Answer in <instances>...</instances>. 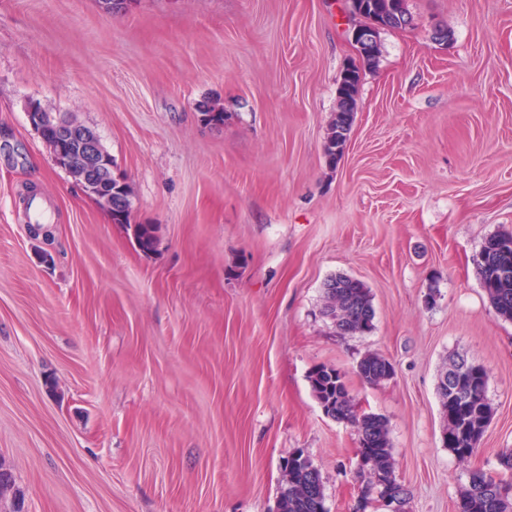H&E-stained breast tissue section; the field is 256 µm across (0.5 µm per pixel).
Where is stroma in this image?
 I'll use <instances>...</instances> for the list:
<instances>
[{"instance_id": "stroma-1", "label": "stroma", "mask_w": 512, "mask_h": 512, "mask_svg": "<svg viewBox=\"0 0 512 512\" xmlns=\"http://www.w3.org/2000/svg\"><path fill=\"white\" fill-rule=\"evenodd\" d=\"M408 7L367 63L344 0H0V465L21 512H276L295 453L327 512H354L358 436L314 396L321 365L386 420L405 512H456L470 470L499 471L512 321L475 260L512 231V0ZM205 98L222 130L199 123ZM33 103L97 132L154 253L55 163ZM29 197L49 236L30 235ZM335 275L368 287L369 331L323 316ZM370 352L394 367L376 386L356 372ZM456 353L487 371L493 410L463 463L437 396ZM359 83V68H347L338 87V111L330 123L326 137L325 155L330 164L336 163L352 130Z\"/></svg>"}]
</instances>
